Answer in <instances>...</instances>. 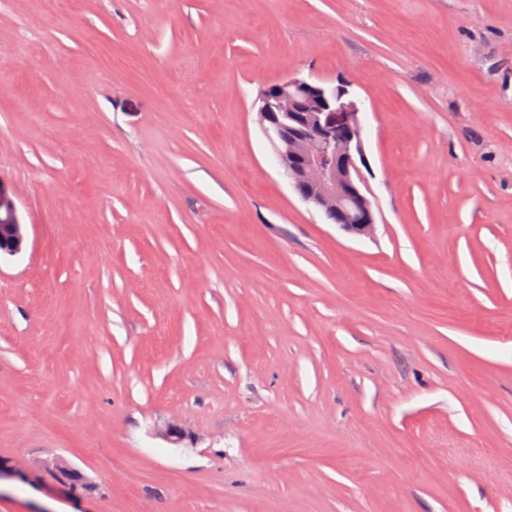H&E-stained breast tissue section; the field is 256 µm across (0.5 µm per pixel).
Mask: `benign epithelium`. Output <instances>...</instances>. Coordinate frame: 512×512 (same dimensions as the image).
I'll return each mask as SVG.
<instances>
[{
    "label": "benign epithelium",
    "mask_w": 512,
    "mask_h": 512,
    "mask_svg": "<svg viewBox=\"0 0 512 512\" xmlns=\"http://www.w3.org/2000/svg\"><path fill=\"white\" fill-rule=\"evenodd\" d=\"M259 115L265 129L275 135L281 166L292 186L309 187L299 193L301 199L320 211H340L345 202L355 201L363 219L349 228L370 234L376 216L361 190L362 125L348 89L288 77L268 86ZM24 244L16 202L0 183V255H18Z\"/></svg>",
    "instance_id": "1"
}]
</instances>
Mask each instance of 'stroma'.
<instances>
[{
    "mask_svg": "<svg viewBox=\"0 0 512 512\" xmlns=\"http://www.w3.org/2000/svg\"><path fill=\"white\" fill-rule=\"evenodd\" d=\"M289 76L349 82L371 235ZM0 178V512H512V0H0ZM341 88V89H340ZM304 95L300 100L290 90ZM343 84L336 86L288 77L268 86L261 100L259 115L265 129L272 130L280 151L281 166L301 199L323 212L340 211L345 202L355 201L363 211V224H344L368 235L376 224L371 202L362 192L358 161L363 159L362 125L357 103L347 96ZM304 109L309 113L301 129L288 126V118ZM301 159L302 165L295 161ZM24 224L9 189L0 182V255L15 256L24 249Z\"/></svg>",
    "mask_w": 512,
    "mask_h": 512,
    "instance_id": "1",
    "label": "stroma"
}]
</instances>
